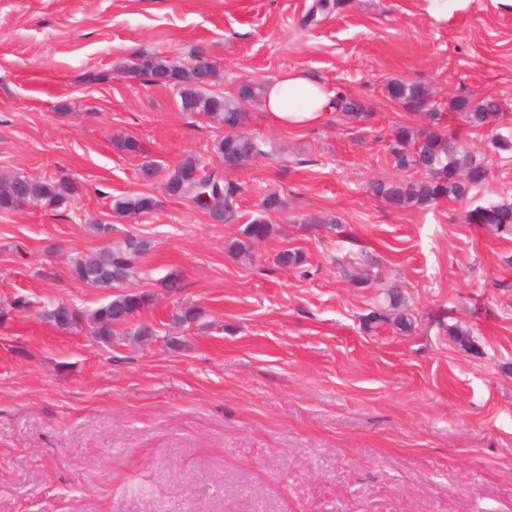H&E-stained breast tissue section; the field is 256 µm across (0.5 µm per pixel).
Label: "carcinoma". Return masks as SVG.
<instances>
[{
  "label": "carcinoma",
  "mask_w": 512,
  "mask_h": 512,
  "mask_svg": "<svg viewBox=\"0 0 512 512\" xmlns=\"http://www.w3.org/2000/svg\"><path fill=\"white\" fill-rule=\"evenodd\" d=\"M344 0H318L307 22L316 21V16H329L339 10ZM129 77H147L149 82L177 91L180 109L183 112L200 113L224 125L229 132L214 145V151L224 163V172L237 169L245 161L268 154L264 144L252 136L237 131L245 124L246 113L242 103L255 99L260 89L244 84L237 90V98L229 99L208 90L215 69H185L159 55H143L124 67ZM390 100L408 110L426 111L428 123L412 130L400 126L393 131L390 154L393 167L400 172H416L419 178L399 180H374L369 189L372 195L383 200L394 209L428 207L444 199L464 200L488 179L486 165L462 149L460 133L444 125V112L437 107L429 111L425 105L431 98L428 89L419 83L395 80L386 85ZM472 97L460 96L450 103V109L460 114L465 124L472 128H483L506 116L501 100L485 97L476 106H470ZM336 109L339 112L363 120L369 117L363 104L337 92ZM211 190H220L215 199L219 205L216 213L229 221L236 213L239 186L223 178H212L211 172L201 165L199 159L189 155L168 173L166 190L169 195L195 201L198 188L204 183ZM74 192L73 183L67 179L33 180L25 176H14L0 181V212L22 209L25 204L51 209L59 206ZM156 207L154 199L147 195L126 196L112 203L116 218L137 217L151 213ZM282 209V200L275 193L262 200L261 213L245 225L243 239L236 241L232 255L242 257L250 251V243L267 238L271 224L267 215ZM469 224H480L499 233H512V204L488 202L468 211L465 216ZM145 244L129 240L122 247L90 252L76 257L72 262V275L95 288L108 290L121 288L136 280ZM279 264L297 268L304 263L298 250L286 249L276 256ZM386 310L398 311L404 305L400 287L389 285L384 292ZM153 303V295L147 291L129 289L112 295V299L90 313L58 303L44 310V319L62 330L79 328L87 324L93 336L102 344L112 343L114 336L144 309ZM200 311L194 306L179 307L172 314V321L184 325L194 322Z\"/></svg>",
  "instance_id": "obj_1"
}]
</instances>
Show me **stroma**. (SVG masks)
Returning a JSON list of instances; mask_svg holds the SVG:
<instances>
[{"instance_id": "stroma-1", "label": "stroma", "mask_w": 512, "mask_h": 512, "mask_svg": "<svg viewBox=\"0 0 512 512\" xmlns=\"http://www.w3.org/2000/svg\"><path fill=\"white\" fill-rule=\"evenodd\" d=\"M314 2L0 0V178L76 188L53 210L0 212V305L30 302L0 318V512H512V288L494 286L512 275V234L464 220L512 203V154L491 144L512 120L465 129L489 169L469 199L397 210L368 192L399 176L394 128L428 122L388 99V81L428 87L452 127L457 96L512 107V0H347L308 25ZM200 50L213 92L298 68L370 117L288 130L247 103L245 131L273 150L230 173L237 214L212 222L166 193V172L189 155L221 168L223 125L119 70L145 54L184 67ZM124 136L144 158L115 147ZM272 191L285 208L271 236L233 259ZM134 194L154 211L114 218L113 200ZM332 215L340 230L312 223ZM128 239L147 245L137 285L154 301L140 318L158 338L105 346L43 319L108 302L71 262ZM285 249L304 266L279 265ZM171 274L179 292L162 286ZM394 277L412 330H365ZM185 305L199 317L173 326Z\"/></svg>"}]
</instances>
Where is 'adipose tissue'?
<instances>
[{"label": "adipose tissue", "instance_id": "adipose-tissue-1", "mask_svg": "<svg viewBox=\"0 0 512 512\" xmlns=\"http://www.w3.org/2000/svg\"><path fill=\"white\" fill-rule=\"evenodd\" d=\"M332 99V91L309 72L289 69L265 85L263 110L274 125L307 128L322 122Z\"/></svg>", "mask_w": 512, "mask_h": 512}]
</instances>
